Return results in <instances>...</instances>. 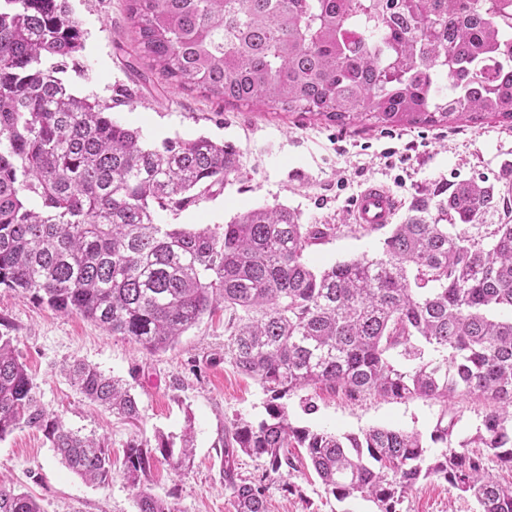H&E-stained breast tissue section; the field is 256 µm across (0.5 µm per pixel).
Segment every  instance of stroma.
Returning a JSON list of instances; mask_svg holds the SVG:
<instances>
[{"label": "stroma", "instance_id": "obj_1", "mask_svg": "<svg viewBox=\"0 0 512 512\" xmlns=\"http://www.w3.org/2000/svg\"><path fill=\"white\" fill-rule=\"evenodd\" d=\"M85 31L78 63L68 64L65 80L82 96L110 103L114 121L139 131L150 149L164 141L204 136L234 145L243 167L210 196L179 210H161L159 223L204 228L222 234L238 214L275 203L298 211L306 224H328L329 237L311 245L306 257L317 268L377 254L383 235L356 224L354 201L366 182L385 184L405 215L412 196L438 183L483 179L496 182L512 162V124L488 120L456 127L361 129L343 127L299 114L253 112L216 99L176 90L153 74L128 26L126 0H70ZM129 93L120 102L121 93ZM224 311L216 309L172 348L147 352L135 342L113 336L78 315H64L13 291L0 288V321L37 386L43 405L65 425L104 438L112 450V482L98 488L62 466L43 432L23 428L0 440V476L32 495L42 512H136L134 492L121 471L130 440L155 444L158 436L180 439L194 430V463L185 473L157 459L148 476L150 490L175 500L180 512H234L220 479L218 435L236 417H265L266 396L259 384L241 374L224 353L228 336ZM81 360L125 380L138 401L140 417L127 421L85 401L61 373L63 363ZM312 397L315 414H305L301 396ZM288 401L294 425L357 433L390 427L429 433L441 413L457 419L454 440L474 437L487 402L458 396L443 404L434 399L399 400L374 395L355 399L309 388ZM239 474L262 480L267 512H377L364 499L337 501L324 492L304 449L294 451V467L283 477L263 478L259 461L239 458ZM398 512H477L468 494L444 480L420 482Z\"/></svg>", "mask_w": 512, "mask_h": 512}]
</instances>
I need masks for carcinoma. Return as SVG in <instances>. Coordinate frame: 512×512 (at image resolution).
Returning a JSON list of instances; mask_svg holds the SVG:
<instances>
[{"instance_id": "cac0c4a2", "label": "carcinoma", "mask_w": 512, "mask_h": 512, "mask_svg": "<svg viewBox=\"0 0 512 512\" xmlns=\"http://www.w3.org/2000/svg\"><path fill=\"white\" fill-rule=\"evenodd\" d=\"M127 2L137 49L155 70L224 103L343 126L512 123V52L495 68L482 64L512 35V0ZM84 40L69 0H0V288L150 353L224 304L227 354L267 395L265 418L240 416L218 438L235 512H267L262 487L239 476V456L280 477L294 468L292 448L305 449L327 494L370 500L378 512H397L433 477L480 512H512V483L470 451L512 466V164L500 187L470 180L416 195L400 223L369 228L385 231L380 254L317 272L305 251L331 227L304 224L284 205L249 209L220 236L157 223L155 209H180L224 184L240 152L202 136L144 147L111 105L75 95L62 78ZM490 213L500 223H483ZM14 341L0 334V440L40 430L67 469L108 485L110 449L47 411ZM62 372L90 403L139 418L123 380L83 361ZM323 386L351 399L474 394L491 408L456 448L446 412L427 438L293 425L288 399ZM433 444L445 450L430 458ZM158 454L189 470L192 428L177 449L160 436L152 448L130 441L123 456L138 512H180L146 485ZM0 512L41 507L0 480Z\"/></svg>"}]
</instances>
